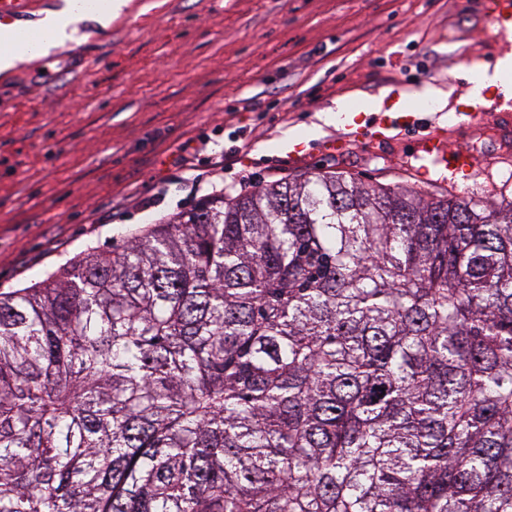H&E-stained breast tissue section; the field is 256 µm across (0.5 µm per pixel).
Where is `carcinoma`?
I'll return each instance as SVG.
<instances>
[{"label":"carcinoma","mask_w":512,"mask_h":512,"mask_svg":"<svg viewBox=\"0 0 512 512\" xmlns=\"http://www.w3.org/2000/svg\"><path fill=\"white\" fill-rule=\"evenodd\" d=\"M0 292V512H512V200L334 171Z\"/></svg>","instance_id":"obj_1"}]
</instances>
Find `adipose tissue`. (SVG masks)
I'll return each mask as SVG.
<instances>
[{
	"instance_id": "1",
	"label": "adipose tissue",
	"mask_w": 512,
	"mask_h": 512,
	"mask_svg": "<svg viewBox=\"0 0 512 512\" xmlns=\"http://www.w3.org/2000/svg\"><path fill=\"white\" fill-rule=\"evenodd\" d=\"M129 5L130 0H110L105 10L91 14L76 0H62L58 6L38 10L33 24L49 32V39L27 51L11 47L0 50V74L10 75L17 68L48 56L51 50L81 44L87 25L109 29L113 20L119 18Z\"/></svg>"
}]
</instances>
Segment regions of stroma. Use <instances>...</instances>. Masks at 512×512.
Here are the masks:
<instances>
[{
  "label": "stroma",
  "mask_w": 512,
  "mask_h": 512,
  "mask_svg": "<svg viewBox=\"0 0 512 512\" xmlns=\"http://www.w3.org/2000/svg\"><path fill=\"white\" fill-rule=\"evenodd\" d=\"M500 41L478 0H131L92 31L0 80V292L33 285L128 229L190 211L214 188L335 170L366 184L488 201L512 199L507 144L493 90L470 98L471 53L495 62ZM404 86L417 129L372 137L364 104ZM472 103L471 131L427 90ZM346 100L367 136L341 155L321 112ZM320 134H312L313 126ZM441 129L449 149L480 161L470 181L422 177L418 134ZM224 161L215 186L196 167Z\"/></svg>",
  "instance_id": "stroma-1"
}]
</instances>
